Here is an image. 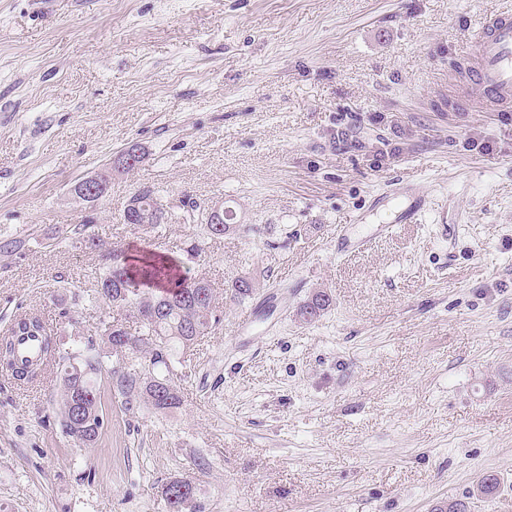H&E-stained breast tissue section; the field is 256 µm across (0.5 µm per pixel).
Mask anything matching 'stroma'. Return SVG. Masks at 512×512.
Returning a JSON list of instances; mask_svg holds the SVG:
<instances>
[{"instance_id":"35a3bbf8","label":"stroma","mask_w":512,"mask_h":512,"mask_svg":"<svg viewBox=\"0 0 512 512\" xmlns=\"http://www.w3.org/2000/svg\"><path fill=\"white\" fill-rule=\"evenodd\" d=\"M512 0H0V334L39 316L86 351L102 320L104 248L178 256L184 214L121 224L138 189L232 207L247 232L209 240L196 273L221 322L178 369L179 409L113 413L75 447L59 381L0 371V512H512V116L483 111L455 66ZM473 139L494 145L470 150ZM144 159L114 170L129 145ZM112 184L88 210L81 178ZM424 192L419 223L370 214L390 186ZM370 238L345 255L336 235ZM332 294L315 324L296 310ZM251 312L249 324L239 317ZM497 474L501 491H476ZM258 279L250 273L236 277L230 286V299L241 303L249 299L258 288Z\"/></svg>"}]
</instances>
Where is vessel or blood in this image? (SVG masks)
Masks as SVG:
<instances>
[{
  "instance_id": "obj_1",
  "label": "vessel or blood",
  "mask_w": 512,
  "mask_h": 512,
  "mask_svg": "<svg viewBox=\"0 0 512 512\" xmlns=\"http://www.w3.org/2000/svg\"><path fill=\"white\" fill-rule=\"evenodd\" d=\"M469 54L475 62L472 86L486 111H511L512 13L503 12L484 20L475 33ZM425 210L424 195L419 189H409L394 221L417 223Z\"/></svg>"
}]
</instances>
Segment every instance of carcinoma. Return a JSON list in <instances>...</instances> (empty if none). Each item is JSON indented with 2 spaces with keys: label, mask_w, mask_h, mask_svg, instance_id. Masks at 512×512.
Masks as SVG:
<instances>
[{
  "label": "carcinoma",
  "mask_w": 512,
  "mask_h": 512,
  "mask_svg": "<svg viewBox=\"0 0 512 512\" xmlns=\"http://www.w3.org/2000/svg\"><path fill=\"white\" fill-rule=\"evenodd\" d=\"M155 192L145 187L134 194L137 208L130 212L133 225L141 230L164 223L168 215H157L151 200ZM228 218L214 224L209 215L201 213L200 224L208 237H222L241 230L233 223L236 215L226 211ZM76 243L91 252L99 251L104 260L96 277L98 295L107 306L130 313L139 324L132 334L119 323L103 320L99 326V342L88 341L89 354L69 353L61 350L54 337L48 335L37 316L18 319L9 333L0 336V356L9 361V370L15 379L35 383L51 367L59 369L60 394L58 423L61 432L77 447L97 443L108 426L104 413L98 376L106 363L112 364L110 381L112 397L120 411L132 414L142 407L157 413H168L180 407V385L183 373L176 369L178 353H186L221 322L215 304V289L205 277L190 276V265L201 254L200 243L192 240L179 256L148 250L134 258L125 257L114 267L108 256L117 251H103L101 239L93 233H81ZM25 240L0 236V254L11 256L23 253ZM135 278L144 291L137 296L125 294L124 279ZM258 288V279L251 274L236 277L231 282L230 299L241 303L249 299ZM331 295L319 288L302 303L298 319L312 324L329 309ZM37 327L43 337V352L47 361L43 365H17L14 336L27 330V324ZM497 475L485 473L477 482V491L493 497L498 490Z\"/></svg>",
  "instance_id": "carcinoma-1"
}]
</instances>
